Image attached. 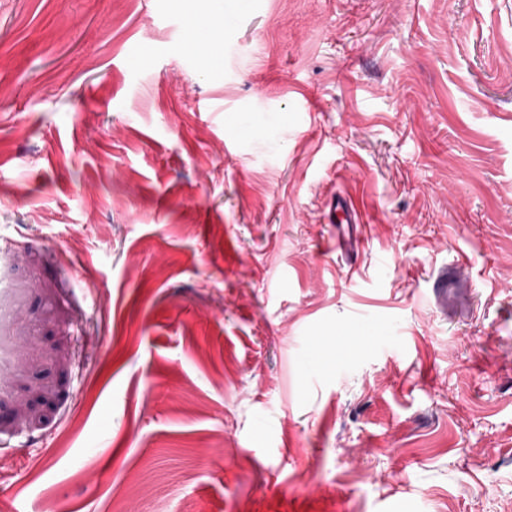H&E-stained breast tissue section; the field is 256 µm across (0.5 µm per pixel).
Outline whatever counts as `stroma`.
<instances>
[{
  "mask_svg": "<svg viewBox=\"0 0 512 512\" xmlns=\"http://www.w3.org/2000/svg\"><path fill=\"white\" fill-rule=\"evenodd\" d=\"M209 7L0 0V512L512 508V0ZM328 223L365 224L359 198L350 193L333 196L329 204Z\"/></svg>",
  "mask_w": 512,
  "mask_h": 512,
  "instance_id": "1",
  "label": "stroma"
}]
</instances>
